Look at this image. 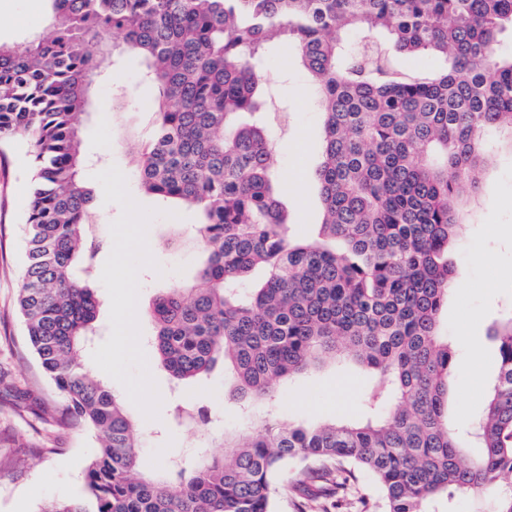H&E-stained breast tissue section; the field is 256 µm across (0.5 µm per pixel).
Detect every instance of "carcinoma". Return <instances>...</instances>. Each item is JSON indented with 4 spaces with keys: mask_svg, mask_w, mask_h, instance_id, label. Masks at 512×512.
<instances>
[{
    "mask_svg": "<svg viewBox=\"0 0 512 512\" xmlns=\"http://www.w3.org/2000/svg\"><path fill=\"white\" fill-rule=\"evenodd\" d=\"M50 2L43 32L0 43V141L29 138L33 158L17 307L99 448L82 495L42 512H278L284 498L340 496L358 473L375 489L366 512H438L442 498L489 489L493 512H512V308L488 332L498 374L465 432L448 417L457 351L438 329L459 204L479 193L491 133L512 129V0ZM353 32L368 36L355 53ZM273 43L283 61L301 58L322 107L323 217L306 240L289 233L272 140L242 121ZM127 52L159 91L141 187L196 213L205 255L191 286L152 303L160 363L181 385L230 365L256 429L245 442L224 433L221 458L151 474L122 400L80 362L99 328L92 280L106 243L88 221L78 125L91 79ZM400 55L444 69L408 72ZM258 267L265 280L244 288ZM329 361L367 375L364 417L281 420L285 384Z\"/></svg>",
    "mask_w": 512,
    "mask_h": 512,
    "instance_id": "carcinoma-1",
    "label": "carcinoma"
}]
</instances>
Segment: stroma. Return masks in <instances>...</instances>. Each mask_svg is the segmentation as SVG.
Here are the masks:
<instances>
[{
	"instance_id": "obj_1",
	"label": "stroma",
	"mask_w": 512,
	"mask_h": 512,
	"mask_svg": "<svg viewBox=\"0 0 512 512\" xmlns=\"http://www.w3.org/2000/svg\"><path fill=\"white\" fill-rule=\"evenodd\" d=\"M49 9L48 0H0V42L42 29ZM143 70L141 59L123 56L116 79L96 84V105L82 121L92 159L83 177L99 189L89 222L109 243L96 280L101 330L83 361L123 401L140 432L142 464L150 470L172 457L221 456L224 430L237 428L246 437L252 431L243 427L233 400L231 370L219 366L175 387L151 341L150 305L161 288L192 280L201 252L194 214L146 194L138 181L136 148L154 121L155 90ZM258 110L277 149L278 179L298 189L284 197L291 229L310 235L320 214L314 173L322 159V115L301 62L285 70L278 59L269 60ZM32 169L26 138L0 143V512H42L48 502L80 495L98 448L93 432L66 421L63 397L32 353L16 306ZM107 176L117 190L100 189ZM451 257L458 277L441 331L459 355L450 418L464 425L482 411L497 376L488 330L512 306V133L501 132L490 152ZM363 380L348 368L296 376L280 396V414L293 421L360 417ZM185 399L208 407L211 421L191 427L177 419L174 406Z\"/></svg>"
}]
</instances>
